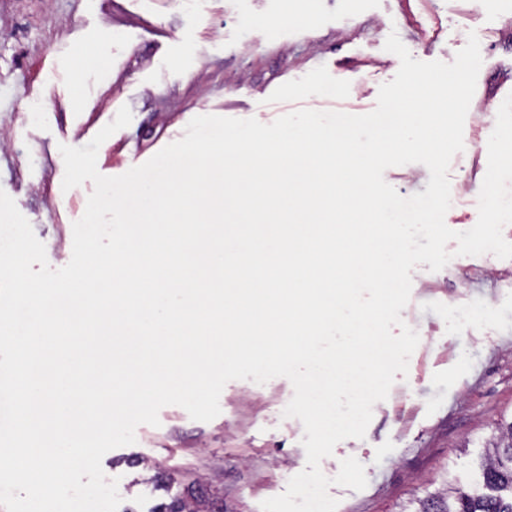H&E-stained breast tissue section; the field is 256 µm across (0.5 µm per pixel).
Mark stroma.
Returning <instances> with one entry per match:
<instances>
[{
    "label": "stroma",
    "instance_id": "obj_1",
    "mask_svg": "<svg viewBox=\"0 0 512 512\" xmlns=\"http://www.w3.org/2000/svg\"><path fill=\"white\" fill-rule=\"evenodd\" d=\"M283 0H0V189L46 248L52 268L72 256V226L92 182L63 190L60 145L81 147L121 107L133 119L100 146L97 169L119 176L184 137L200 115L266 122L299 109L371 112L399 58L453 62L476 33L482 56L465 119V167L451 166L455 231L478 220L495 107L512 93V0H305L283 21ZM40 112L30 113L31 104ZM453 254L440 271H412L404 322L419 335L407 375L373 407L361 439L322 460L365 468V489L334 485L337 512H399L443 475L477 487L478 463L496 422L512 416V259ZM287 378L228 382L220 414L192 420L168 405L159 426L139 425L134 444L107 452L122 512L167 500L148 478L199 480L224 512H261L306 466L304 428L283 411Z\"/></svg>",
    "mask_w": 512,
    "mask_h": 512
}]
</instances>
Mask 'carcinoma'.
<instances>
[{"mask_svg":"<svg viewBox=\"0 0 512 512\" xmlns=\"http://www.w3.org/2000/svg\"><path fill=\"white\" fill-rule=\"evenodd\" d=\"M481 488L466 489L453 479L416 498L400 512H512V421L495 424L479 463ZM152 512H224L214 501L190 485Z\"/></svg>","mask_w":512,"mask_h":512,"instance_id":"1","label":"carcinoma"}]
</instances>
